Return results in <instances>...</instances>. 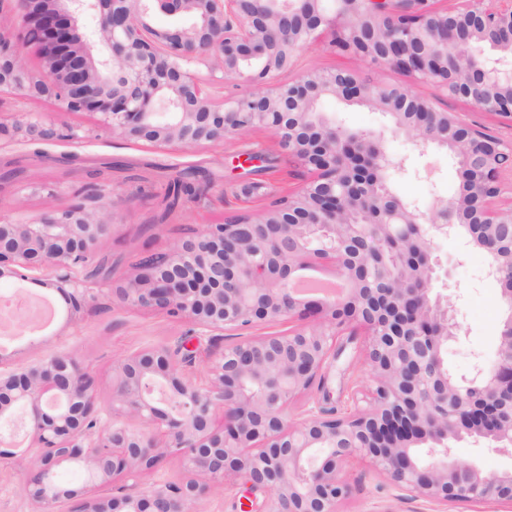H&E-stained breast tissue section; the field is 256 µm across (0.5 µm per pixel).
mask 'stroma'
Here are the masks:
<instances>
[{
  "mask_svg": "<svg viewBox=\"0 0 512 512\" xmlns=\"http://www.w3.org/2000/svg\"><path fill=\"white\" fill-rule=\"evenodd\" d=\"M331 39V32L326 31L318 43L301 49L295 66L281 73V81L294 80L310 70L350 69L361 82L409 88L488 132L512 137V120L477 111L463 101H446L433 84L417 81L392 66L362 62L351 53L332 48ZM322 107L335 114L337 123L345 128L383 133L387 152L407 158L413 172L393 179L396 195L427 203L437 196L449 199L457 194L460 173L446 152L416 145L403 133L390 130L388 117L374 107L347 106L331 98L324 100ZM26 113L41 115L51 125L53 136L30 141L18 128ZM73 129L84 130V138H70ZM308 178L307 170L289 158L265 131L192 149L153 145L111 131L101 114L70 112L51 97L0 89V221L23 224L87 201L98 192L112 194L114 220L97 240L95 254L112 261L118 279L133 275L143 245L161 251L188 228L261 215L276 199L300 189ZM435 249L452 266L451 292L463 329L461 342L449 347L447 359L453 369L464 372L474 354L490 359L496 352L502 321L500 286L487 277L484 254L474 248L463 249L460 238L437 239ZM92 293V303L70 310L38 341L21 339L14 350L0 355V369L10 371L55 353H72L96 376L97 406L106 410L112 405L116 362L181 337L196 354L189 377L198 383L204 381L212 351L209 336L199 334L188 321L162 312L120 307L111 300L109 281L94 280ZM358 347V342L348 343L324 385H313L289 404V420H297L326 389L338 411L353 406L370 383ZM30 474V462L25 457L0 466V512H34L25 493ZM348 474L353 490L338 503V512H500L496 505L456 503L444 509L408 498L360 459L350 464ZM261 499L260 493L251 491L245 479L238 477L215 487L195 509L249 512L250 502Z\"/></svg>",
  "mask_w": 512,
  "mask_h": 512,
  "instance_id": "stroma-1",
  "label": "stroma"
}]
</instances>
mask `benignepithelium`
Listing matches in <instances>:
<instances>
[{"mask_svg": "<svg viewBox=\"0 0 512 512\" xmlns=\"http://www.w3.org/2000/svg\"><path fill=\"white\" fill-rule=\"evenodd\" d=\"M0 6V88L47 96L72 112L104 115L112 131L182 149L263 129L311 172L263 215L192 229L162 252L145 251L136 275L112 289L128 309L164 312L203 333L238 335L216 349L208 379L181 376L196 356L186 341L144 349L114 367L112 407L95 403L96 380L68 353L0 372V460L16 457V430L37 445L25 487L36 512H195L212 488L242 475L265 494L256 512H337L352 492L346 467L366 459L394 489L439 505L512 506V468L486 474L455 458L470 439L512 455V139L479 129L401 86L365 84L348 69L279 73L296 53L333 31L332 45L435 85L445 98L512 121V0H13ZM189 22L149 24L155 8ZM40 47L43 75L24 62ZM101 52L93 57L91 48ZM227 79L260 81L215 103L192 65ZM372 105L415 143L448 152L462 173L458 194L406 201L390 181L407 170L373 133H353L320 109L323 100ZM32 140L53 134L33 113ZM114 201L99 198L25 224H0V279L55 271L52 286L76 307L99 275L94 245ZM459 235L483 251L502 288L495 357L458 373L445 359L460 339L456 306L437 290L450 275L433 240ZM321 265L347 287L319 299L292 288ZM313 319L309 328L252 337L262 320ZM362 330L370 400L342 413L320 403L295 422L288 405L336 359L348 322ZM146 425L129 429L126 416ZM177 460L189 478L137 490L142 475ZM64 463L90 483L54 480ZM119 481L105 501L90 484Z\"/></svg>", "mask_w": 512, "mask_h": 512, "instance_id": "1", "label": "benign epithelium"}]
</instances>
